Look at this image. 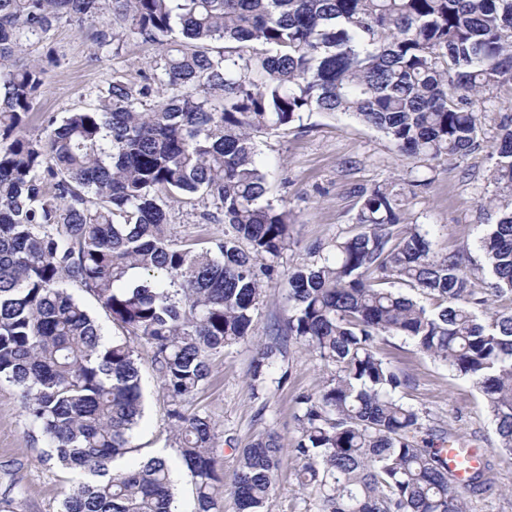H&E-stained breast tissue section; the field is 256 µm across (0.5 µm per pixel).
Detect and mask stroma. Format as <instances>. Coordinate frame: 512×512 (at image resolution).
Returning <instances> with one entry per match:
<instances>
[{"instance_id": "35a3bbf8", "label": "stroma", "mask_w": 512, "mask_h": 512, "mask_svg": "<svg viewBox=\"0 0 512 512\" xmlns=\"http://www.w3.org/2000/svg\"><path fill=\"white\" fill-rule=\"evenodd\" d=\"M49 49L55 61L47 68L33 106L28 126L33 136L43 135L44 116L60 118L83 109L112 74L139 81L156 54L153 46L129 38L118 54L95 60L89 33L65 23L34 46L32 54L40 58ZM258 144L268 172L270 199L295 216V244L276 261L255 319V334L263 339L270 326L288 315L287 274L295 266L312 262L309 246L354 231V188L389 182L404 186L423 173L415 160L398 153L383 134L343 114H310L302 127L290 128L285 134L261 135ZM426 174L430 185L415 188L408 198L409 220L428 231L434 252L466 253L472 260L474 283L483 287L479 238L485 225L495 220L483 203L496 192L487 149L437 164ZM201 211L198 205L170 203L168 219L176 241H206L223 235V225L202 223ZM135 350L145 395V416L135 438L138 455L176 456V433L167 418L152 352L142 342L136 343ZM286 350L260 396H253L248 386L253 348L244 342L213 359L208 388L188 400V412L211 413L219 435L228 439L225 472L233 470L236 449L264 430H276L283 444L291 445L296 437V397L317 393L330 376V366L315 354L295 344L287 345ZM380 350L409 376L410 384L400 395L404 403L421 411L424 429L445 428L465 444L483 448L490 467V488L468 495V512H512V455L496 451L494 425L481 393L448 367L416 354L403 338H389ZM43 451V445L32 438L17 389L6 382L0 384V512H59L72 486L71 476L66 470L40 463ZM301 468V460L284 457L266 512H313L312 499L298 488Z\"/></svg>"}]
</instances>
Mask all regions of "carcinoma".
Instances as JSON below:
<instances>
[{"mask_svg": "<svg viewBox=\"0 0 512 512\" xmlns=\"http://www.w3.org/2000/svg\"><path fill=\"white\" fill-rule=\"evenodd\" d=\"M95 25L94 58L125 37L157 54L138 84L114 75L47 136L26 133L46 70L27 57L63 22ZM512 87V0H0V383L16 386L46 452L74 485L60 512H175L171 475L195 512H214L224 448L187 399L216 355L252 339L262 278L291 246L293 216L267 199L258 133L313 112L349 114L424 162L487 144L496 223L480 237L490 280L473 287L464 254L439 255L406 218L403 189L357 191L356 231L288 271L285 328L258 342L257 397L290 341L334 367L296 397L291 448L267 431L237 449L233 512H265L285 453L316 512H468L488 463L454 485L439 448L420 446L410 384L379 352L388 337L468 378L485 397L496 449L512 454V115L486 138L481 104ZM209 200L231 232L195 248L172 239L171 199ZM265 263L257 264L258 259ZM426 292L429 308L389 287ZM121 330L107 337L70 288ZM153 352L178 457L125 470L144 417L131 340Z\"/></svg>", "mask_w": 512, "mask_h": 512, "instance_id": "cac0c4a2", "label": "carcinoma"}]
</instances>
